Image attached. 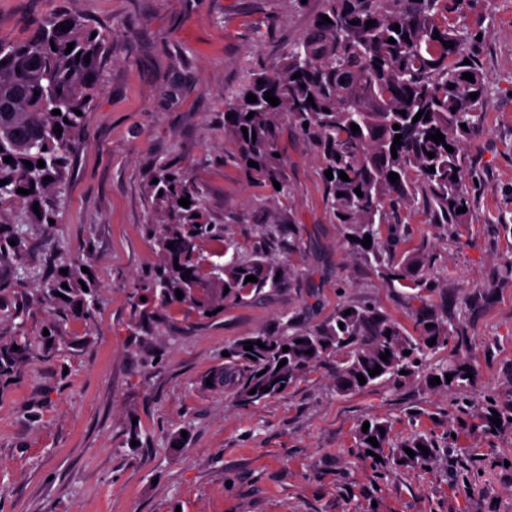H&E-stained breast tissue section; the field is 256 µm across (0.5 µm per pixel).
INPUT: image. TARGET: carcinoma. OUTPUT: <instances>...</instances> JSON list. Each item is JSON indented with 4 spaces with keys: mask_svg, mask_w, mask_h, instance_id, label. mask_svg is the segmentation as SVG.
I'll use <instances>...</instances> for the list:
<instances>
[{
    "mask_svg": "<svg viewBox=\"0 0 512 512\" xmlns=\"http://www.w3.org/2000/svg\"><path fill=\"white\" fill-rule=\"evenodd\" d=\"M321 16L311 30L288 48L275 64L246 72L238 88L224 98V131L235 140L243 164L253 160L258 167L248 171L263 181L276 180L280 192H290L283 174L279 140L283 120L296 127L315 144L323 170H332L326 181L327 205L343 229L354 236L353 249L378 253L382 248V225L390 223L387 208L403 203L421 206L434 224H460L465 214L457 208L468 206L463 188L461 143L466 131L461 124H473L475 109L486 96L479 70L464 63L461 37L457 31L437 21L447 0H322ZM331 22L323 23V16ZM359 24L352 25L350 21ZM375 21L368 27L365 22ZM70 30L61 31V25ZM400 25V31L392 29ZM396 43H388L389 39ZM109 33L99 30L83 18L51 13L36 20L22 41L0 38V268L7 267L22 278L40 280L42 297L57 303L74 318L91 322L97 312L98 285L91 273L82 272L84 264L68 262L51 274L29 266L27 239L22 227L34 225L51 234L59 220L66 193L72 157L85 131L86 114L97 96L101 59ZM451 41L454 46L444 47ZM74 47L65 53L67 44ZM90 62H85V55ZM301 77L295 79V73ZM470 73L474 81L463 79ZM264 84H258V81ZM455 88H449V84ZM279 99L272 106L265 92ZM39 95H34V92ZM477 93L471 99V93ZM257 101H246L247 94ZM313 102H307L308 97ZM58 109L60 114L52 111ZM81 114H76V111ZM406 111V115L399 111ZM429 120L413 121L418 112ZM252 118H247L248 114ZM308 127H303V123ZM359 126L353 132L350 124ZM399 125L394 130L393 125ZM60 126L62 133L54 132ZM256 134L245 139L242 129ZM440 132L439 144L426 135ZM402 145L392 157L396 134ZM453 147L448 152L446 146ZM434 153L428 158V153ZM9 156L12 162H4ZM45 167H37L38 161ZM32 166L27 167L24 162ZM434 167V172L427 169ZM345 172L349 180L339 178ZM399 178L390 182L389 174ZM156 184L148 189L160 217L156 242L165 263L151 273L132 293L136 316L143 320L153 315L149 307L167 309L186 306L199 315L224 306L257 300L267 288H279L292 279L291 268L262 249L251 253L233 251L224 264L210 263L200 244L224 237V227L213 222L206 207L203 189L184 172L170 167L158 169ZM30 194L17 193V189ZM362 195H357L355 189ZM343 196H337V193ZM189 198L186 208L178 204ZM39 203V212L33 204ZM284 219L274 208L261 226V235L271 241L282 233ZM370 236L371 246L361 241ZM15 245H10V242ZM174 243L168 248V243ZM187 277H182L186 271ZM253 275L255 282L245 278ZM67 287H61V284ZM183 293L177 298L176 291ZM146 301H141V298ZM350 314H345V311ZM433 327H427V324ZM457 326L433 312L421 313L410 334L397 321L375 307L343 306L329 321L301 330L289 320L275 330H260L228 348L224 371L214 383L234 381L240 400L254 404L275 397L307 367L329 357L336 358V388L352 392L392 380L400 381L405 370L416 373L428 342L434 347L448 345ZM390 335H385V332ZM253 349L244 350L245 344ZM264 347H259V344ZM289 347L283 351V347ZM19 350H0V374L20 365L29 354V345L18 343ZM390 352L387 361L380 355ZM287 360L279 366L281 360ZM380 366L374 377L369 371ZM451 374L446 380L445 374ZM476 373L472 364L457 355L448 357L427 375L439 377V387L451 390L473 383L467 377ZM363 375L360 384L357 375ZM256 393L249 394V391ZM498 413L501 425L512 423V406L504 408L490 402L485 414L488 428ZM369 430L358 434L359 444L376 454L390 439L389 425L370 418ZM377 439L378 446L368 438ZM425 446L423 455L418 445ZM411 449V457L405 449ZM437 444L427 436L415 435L402 443L394 463H427L436 455Z\"/></svg>",
    "mask_w": 512,
    "mask_h": 512,
    "instance_id": "1",
    "label": "carcinoma"
}]
</instances>
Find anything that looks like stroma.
<instances>
[{
	"label": "stroma",
	"instance_id": "obj_1",
	"mask_svg": "<svg viewBox=\"0 0 512 512\" xmlns=\"http://www.w3.org/2000/svg\"><path fill=\"white\" fill-rule=\"evenodd\" d=\"M322 0H0V37L25 39L52 12L82 16L110 39L86 135L47 246L30 231L29 262L86 261L99 284L94 323L41 302L35 282L0 269V346L16 337L29 359L0 377V512H512V427L489 431L487 401L512 405V0H465L439 13L458 30L487 95L463 144L469 209L431 223L395 206L397 250L361 255L326 208L313 142L283 129V170L296 224L290 286L202 318L172 309L139 326L131 295L163 264L148 180L186 172L242 251L256 246L271 186L253 182L224 132V96L246 71L278 62L312 27ZM416 256L405 282L387 261ZM346 305H373L413 330L421 310L446 314L466 338L431 351L477 368L450 392L417 374L337 391L334 359L311 365L280 396L242 404L208 380L224 351L294 320L312 327ZM56 323L64 340L46 344ZM387 420L398 445L426 434L436 460L383 469L358 446L367 418Z\"/></svg>",
	"mask_w": 512,
	"mask_h": 512
}]
</instances>
